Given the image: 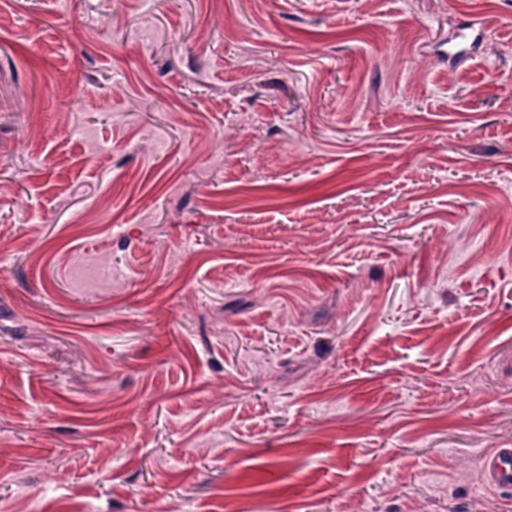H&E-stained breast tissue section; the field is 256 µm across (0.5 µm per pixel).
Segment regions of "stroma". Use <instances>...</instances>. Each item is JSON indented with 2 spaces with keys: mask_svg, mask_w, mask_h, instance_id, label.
<instances>
[{
  "mask_svg": "<svg viewBox=\"0 0 512 512\" xmlns=\"http://www.w3.org/2000/svg\"><path fill=\"white\" fill-rule=\"evenodd\" d=\"M512 0H0V512H512ZM487 483L502 492L512 490V448H496L481 459Z\"/></svg>",
  "mask_w": 512,
  "mask_h": 512,
  "instance_id": "obj_1",
  "label": "stroma"
}]
</instances>
